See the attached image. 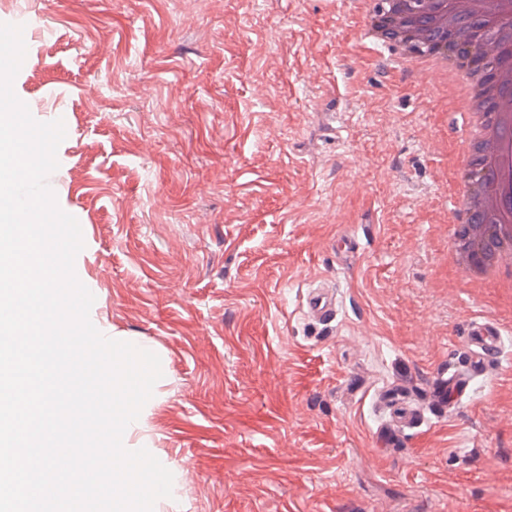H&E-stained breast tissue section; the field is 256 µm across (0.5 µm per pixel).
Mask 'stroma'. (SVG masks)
Segmentation results:
<instances>
[{
  "label": "stroma",
  "instance_id": "obj_1",
  "mask_svg": "<svg viewBox=\"0 0 512 512\" xmlns=\"http://www.w3.org/2000/svg\"><path fill=\"white\" fill-rule=\"evenodd\" d=\"M0 22L29 30L16 95L67 117L48 183L99 324L168 364L143 433L191 476L155 512H512V307L437 225L450 88L355 0H0ZM320 276L327 325L301 309ZM475 318L503 334L489 373L380 446V391L430 389Z\"/></svg>",
  "mask_w": 512,
  "mask_h": 512
}]
</instances>
